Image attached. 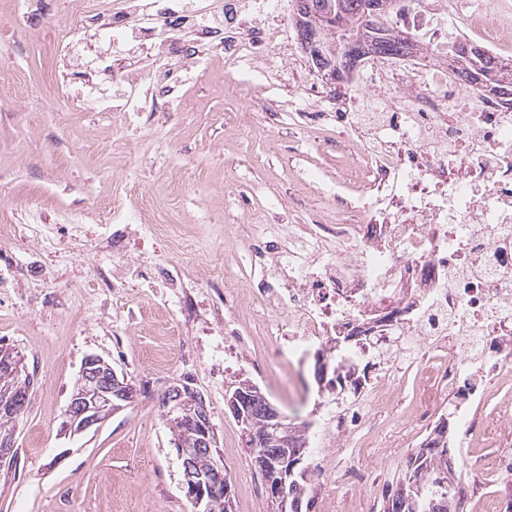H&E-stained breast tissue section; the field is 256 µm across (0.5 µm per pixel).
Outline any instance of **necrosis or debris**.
I'll return each instance as SVG.
<instances>
[{
    "label": "necrosis or debris",
    "instance_id": "obj_1",
    "mask_svg": "<svg viewBox=\"0 0 512 512\" xmlns=\"http://www.w3.org/2000/svg\"><path fill=\"white\" fill-rule=\"evenodd\" d=\"M465 18L468 43L512 53V20L499 0H419L393 28L420 45L367 56L349 84L364 111H337L356 139L336 144V175L355 191L333 221L282 238L257 221L246 242L249 275L224 292L265 316L258 369L301 366L330 337L357 397L320 402L345 439L396 397L402 367L418 370L421 427L443 395L468 388L485 401L512 376V103L465 87L448 56V18ZM360 223L351 224L347 211ZM106 240L141 250L156 230L145 208L113 205ZM466 435L512 440V410L469 415Z\"/></svg>",
    "mask_w": 512,
    "mask_h": 512
}]
</instances>
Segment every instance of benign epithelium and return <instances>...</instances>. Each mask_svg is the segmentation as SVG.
Listing matches in <instances>:
<instances>
[{
    "instance_id": "obj_1",
    "label": "benign epithelium",
    "mask_w": 512,
    "mask_h": 512,
    "mask_svg": "<svg viewBox=\"0 0 512 512\" xmlns=\"http://www.w3.org/2000/svg\"><path fill=\"white\" fill-rule=\"evenodd\" d=\"M383 53L384 46L368 39H350L338 46H330L329 53L316 52L320 57L318 74L331 88H336L339 66L333 57L360 58L367 53ZM24 358L17 351L0 343V369L8 368L6 377L0 378V415L13 419L27 408L30 388L24 380ZM252 385L241 384L228 407L235 411L239 400L253 402L272 427H279L281 416L263 395L251 391ZM137 396V389L127 379H121L112 366L98 356H88L78 374L64 414L62 429L68 434H80L102 423L112 414L122 410ZM165 415L170 422L191 428L192 437L185 442L177 440L179 457L185 460L183 489L202 512H211L215 501L227 499L225 508L232 507L230 487L224 486V476L219 471L204 472L201 463L211 455L217 441L211 422V412L203 395L182 382L169 387L165 400Z\"/></svg>"
}]
</instances>
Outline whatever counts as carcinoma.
I'll return each instance as SVG.
<instances>
[{
	"mask_svg": "<svg viewBox=\"0 0 512 512\" xmlns=\"http://www.w3.org/2000/svg\"><path fill=\"white\" fill-rule=\"evenodd\" d=\"M370 0H332L334 16L327 20H314L320 29L335 35V39L370 37L387 45L394 44L398 31L388 25L393 3L386 0L387 10L383 23L375 30L368 28L363 19L362 4ZM467 43L458 41L452 46L457 78L465 85L480 86V90L506 96L512 93V63L495 60L481 52L465 53ZM242 414L234 415L242 427L245 444L251 449L255 467L262 476L273 512L279 504L272 498L278 489L288 497V505L302 503L301 512H311L313 501L309 497L312 474L303 466L308 435L305 424L282 419L281 427L274 430L262 417L252 414L240 405ZM288 436L298 455L288 458V466L280 465L278 456L264 451L260 444L271 435ZM464 500L461 469L458 457L449 446L448 436L433 430L422 445L410 456L404 476L385 492L382 512H456V501Z\"/></svg>",
	"mask_w": 512,
	"mask_h": 512,
	"instance_id": "obj_1",
	"label": "carcinoma"
}]
</instances>
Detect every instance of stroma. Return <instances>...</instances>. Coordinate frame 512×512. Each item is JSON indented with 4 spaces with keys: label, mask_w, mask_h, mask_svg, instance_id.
<instances>
[{
    "label": "stroma",
    "mask_w": 512,
    "mask_h": 512,
    "mask_svg": "<svg viewBox=\"0 0 512 512\" xmlns=\"http://www.w3.org/2000/svg\"><path fill=\"white\" fill-rule=\"evenodd\" d=\"M225 3L167 0L168 18L134 35L85 27L81 54L68 55L57 34L74 22L72 0H37L32 11L22 0H0V215L26 228L23 244L0 242V278L9 260L40 269L0 288V341L21 352L33 378L14 462L0 468V512H194L160 408L163 392L185 380L209 405L234 512H271L226 405L241 380L255 379L253 349H240L232 370L224 368V323L246 303L225 302L223 285H207L204 272H248L249 214L269 205L284 223L311 224L324 219L326 196L349 191L336 182L335 158L318 153L311 134L294 125L306 101L295 72L292 0H280L272 15L239 12L235 28L269 33L244 62L227 64L220 51H186L193 29L223 28ZM94 59L108 65L94 76L97 102L82 88ZM163 74L177 85L183 111L161 104L124 111L129 97H151ZM244 110L249 132L242 136L234 121ZM315 166L323 177L311 184L307 172ZM133 185L151 205L161 237L148 252L133 253L124 286L98 287L97 268L112 259L99 253L96 238L69 240L67 266L43 255V225L60 223L69 210L96 223L97 208L125 200ZM173 262L185 266L186 284L204 302L196 319L180 320L170 289L149 283L154 268ZM89 355L107 361L139 394L103 423L66 435L64 412ZM399 384L401 402L371 429L344 445L327 444L337 470L375 449L371 488L324 491L314 512H380L385 491L423 440L412 425L414 375L400 376ZM259 386L293 422L316 419L313 365L277 370L275 382Z\"/></svg>",
    "instance_id": "1"
}]
</instances>
